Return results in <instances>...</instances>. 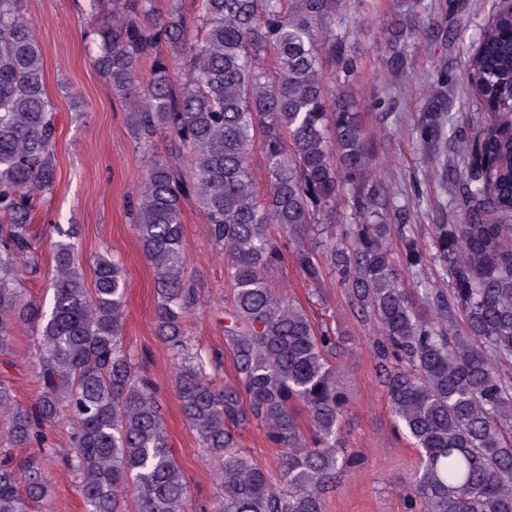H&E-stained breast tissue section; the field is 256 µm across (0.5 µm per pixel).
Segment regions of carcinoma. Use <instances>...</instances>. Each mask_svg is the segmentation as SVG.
<instances>
[{
    "mask_svg": "<svg viewBox=\"0 0 512 512\" xmlns=\"http://www.w3.org/2000/svg\"><path fill=\"white\" fill-rule=\"evenodd\" d=\"M112 5L98 28L94 65L113 93L132 102L129 121L150 144L169 135L188 158L184 171L153 156L133 204L134 230L154 267L157 333L177 359L183 412L201 446L221 460L215 512H323L356 459L342 451L349 396L339 376L343 352L335 332L271 288L269 267L281 258L272 230L296 242L307 281L324 264L355 304L380 324L377 371L399 426L419 448L408 512H512V12L498 11L499 34L464 61L459 80L476 109L477 135L458 140L448 159V68L419 113L420 139L435 153L434 176L461 195L462 224L435 225V259L448 292L423 289L442 320L421 312L400 287L420 273L423 251L407 244L396 266L385 242L387 185L370 178L371 145L351 95L357 59L336 33L341 0H196L188 21L170 0H89ZM421 0L388 31L386 68L408 69L407 40L427 18ZM173 59L158 53L161 44ZM336 65V90L323 77V54ZM151 77L139 80L142 61ZM189 76L172 80L176 60ZM54 116L39 42L19 15V0H0V351L13 330L39 335L40 383L34 412L0 385V512H30L48 494L42 458L61 413L74 425L67 463L87 512H185L187 485L175 459L155 388L122 343L125 282L105 257L93 288L75 263L74 243H55L49 307L28 301L19 271L35 273L30 230L35 199L54 181ZM259 148L266 190L259 194L250 157ZM193 196L208 235L224 252L232 297L224 335L235 381L219 385L207 358L189 352L181 199ZM310 415L311 435L294 412ZM255 423L281 450L284 483L274 482L239 447L235 431ZM14 448H31L26 456Z\"/></svg>",
    "mask_w": 512,
    "mask_h": 512,
    "instance_id": "obj_1",
    "label": "carcinoma"
}]
</instances>
